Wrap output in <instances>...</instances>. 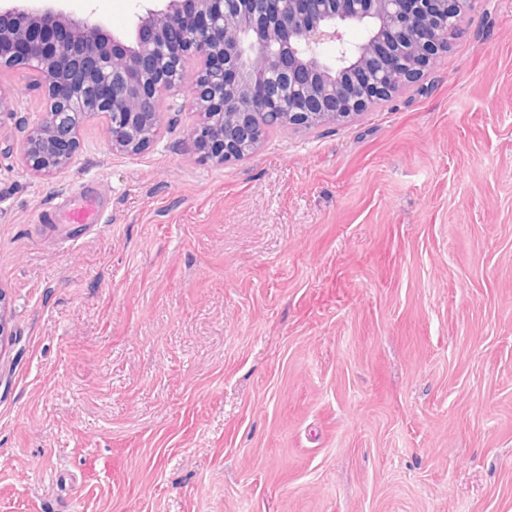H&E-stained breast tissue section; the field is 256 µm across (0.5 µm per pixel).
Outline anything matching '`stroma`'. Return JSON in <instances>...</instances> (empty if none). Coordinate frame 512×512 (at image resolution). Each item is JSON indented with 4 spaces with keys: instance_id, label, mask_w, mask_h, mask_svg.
Segmentation results:
<instances>
[{
    "instance_id": "stroma-1",
    "label": "stroma",
    "mask_w": 512,
    "mask_h": 512,
    "mask_svg": "<svg viewBox=\"0 0 512 512\" xmlns=\"http://www.w3.org/2000/svg\"><path fill=\"white\" fill-rule=\"evenodd\" d=\"M65 6L122 35L137 0ZM0 88V512H512V0L223 165L165 91L144 150L94 118L42 175L47 95Z\"/></svg>"
}]
</instances>
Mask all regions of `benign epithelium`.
<instances>
[{"label": "benign epithelium", "mask_w": 512, "mask_h": 512, "mask_svg": "<svg viewBox=\"0 0 512 512\" xmlns=\"http://www.w3.org/2000/svg\"><path fill=\"white\" fill-rule=\"evenodd\" d=\"M474 2L163 0L136 12L126 36L91 13L16 5L0 8V67L24 64L43 80L49 109L22 154L51 175L72 164L91 116L107 118L113 149L141 151L156 136L161 92L183 89L182 66L196 60L185 89L202 119L190 136L224 164L258 149L271 112L313 130L391 98L448 48ZM351 27L361 40L346 39Z\"/></svg>", "instance_id": "benign-epithelium-1"}]
</instances>
